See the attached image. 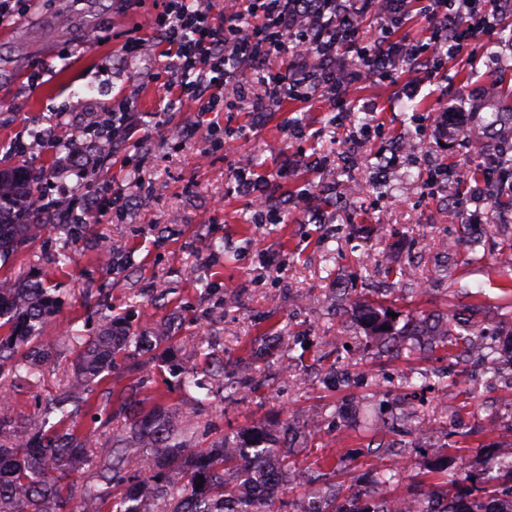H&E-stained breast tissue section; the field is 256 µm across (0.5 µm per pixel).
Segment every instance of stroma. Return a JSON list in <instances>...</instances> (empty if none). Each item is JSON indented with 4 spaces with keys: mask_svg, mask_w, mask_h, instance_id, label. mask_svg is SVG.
<instances>
[{
    "mask_svg": "<svg viewBox=\"0 0 512 512\" xmlns=\"http://www.w3.org/2000/svg\"><path fill=\"white\" fill-rule=\"evenodd\" d=\"M161 9L160 0H32L0 38V169L68 165L48 137L100 119L113 98L131 97L140 116L97 172L124 185V212L91 217L73 244L61 229L45 231L0 261V277L61 291L42 337L52 352L43 383L7 388L15 429L72 377L70 334L91 335L106 319L141 335L164 324L199 379L213 382L208 361H223V396L199 408L176 371L143 377L122 356L104 384L140 385L147 405L211 420L196 448L287 421L299 435L275 443L317 486L345 475L368 486L389 463L371 448L388 423L383 441L404 449L407 464L395 493L440 463L483 478L489 455L512 447V377L476 381L468 357L442 346L423 357L385 353L362 309L382 303L400 325L422 311L454 314L512 347V267L500 263L512 256V182L489 175L487 156L471 148L478 139L512 154V128L490 118L512 101V14L436 76L358 84L342 112L323 92L253 111L262 76L281 66L275 57L224 83L232 110L163 112L164 86L146 73L164 72L167 58L125 52ZM451 106L462 110V131L446 140L437 122ZM215 124L239 134L233 153L215 146ZM20 140L26 152L16 151ZM134 152L135 174L123 162ZM246 164L265 178L279 223H255L235 191L234 170ZM67 245L72 261L58 266ZM244 373L254 391L242 396L234 387ZM407 404L422 433L399 422Z\"/></svg>",
    "mask_w": 512,
    "mask_h": 512,
    "instance_id": "1",
    "label": "stroma"
}]
</instances>
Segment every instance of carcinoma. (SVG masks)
I'll use <instances>...</instances> for the list:
<instances>
[{
	"instance_id": "obj_1",
	"label": "carcinoma",
	"mask_w": 512,
	"mask_h": 512,
	"mask_svg": "<svg viewBox=\"0 0 512 512\" xmlns=\"http://www.w3.org/2000/svg\"><path fill=\"white\" fill-rule=\"evenodd\" d=\"M33 175L25 167L0 169V258L13 255L53 223L57 209L32 204ZM61 300L57 292L38 285L19 287L0 279V385L26 379L36 385L44 370L45 352L41 335L56 315ZM366 326L375 336L390 338L396 351L412 355L432 348L436 336L445 337L448 348L467 352L470 329L455 317L434 324L416 315L396 328L387 311L370 308L364 313ZM78 356L73 377L57 396L43 402L21 435L11 428L8 409H0V512H146L144 504L154 501L159 512H226V503H240L238 512H259L283 494L279 476L271 462L292 473L296 482L306 475L293 461L279 456L276 448H260L223 437L202 451L192 448V428L160 406L146 409L138 389L118 393L106 388L99 393L108 420L120 426L112 430L107 455L91 452V436L67 430L81 415L98 378L112 366L114 355H149L142 368L167 354L166 328L153 337L135 336L114 321L101 324L91 336L76 337ZM402 466L394 462L377 474L374 487L351 484L346 497L358 506L355 512H388L383 505L398 502L407 512L413 504L423 506L453 492L460 506L449 512H489L491 487H470L473 480L457 473L449 481L421 473L414 476L415 492L394 496L387 488L399 482ZM182 474L171 478L172 471ZM75 472H88L92 480L75 491L64 479ZM202 487H197V484ZM252 484L266 488L264 504L247 495ZM372 499L366 503L365 499ZM293 512H346L336 494L314 497L307 494L293 502Z\"/></svg>"
}]
</instances>
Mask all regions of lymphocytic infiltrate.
I'll list each match as a JSON object with an SVG mask.
<instances>
[{
    "instance_id": "1",
    "label": "lymphocytic infiltrate",
    "mask_w": 512,
    "mask_h": 512,
    "mask_svg": "<svg viewBox=\"0 0 512 512\" xmlns=\"http://www.w3.org/2000/svg\"><path fill=\"white\" fill-rule=\"evenodd\" d=\"M413 0H224L220 22H213L199 0H163L151 25V37L169 60L165 82L169 105L197 104L199 111L220 112L224 100L217 76L235 77L249 63L282 59L279 72L266 76L264 94L253 108L268 103L309 102L327 89L337 106H344L356 79L394 82L420 63L433 64L461 54L471 42L491 36L494 18L512 0H427V36L414 42L395 38ZM380 21L381 35L373 43L360 39L361 23ZM354 53L355 71H336L344 53ZM301 58L305 70L291 71V58ZM137 121L127 100L113 101L102 122L92 130L99 139L128 141Z\"/></svg>"
}]
</instances>
